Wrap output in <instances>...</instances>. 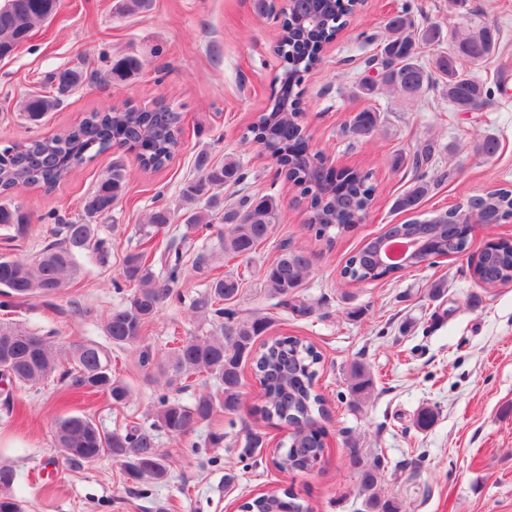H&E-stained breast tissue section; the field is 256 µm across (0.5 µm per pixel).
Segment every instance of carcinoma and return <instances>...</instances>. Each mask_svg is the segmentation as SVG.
<instances>
[{
  "mask_svg": "<svg viewBox=\"0 0 512 512\" xmlns=\"http://www.w3.org/2000/svg\"><path fill=\"white\" fill-rule=\"evenodd\" d=\"M358 0H303L300 13L284 23L292 29L290 40L304 45L307 59L301 66L292 54L291 44L281 50L284 61L282 79L298 82L301 71L321 61V45L331 42L352 15ZM58 0H0V59L13 54L29 36L32 28L50 20L56 13ZM385 39L381 50V84L362 82L360 95L373 97L379 87L400 92L413 99L426 90L440 87L448 103L456 110L473 108L483 102L487 89L472 70L480 67L497 46V31L480 20L471 21L466 31L428 24L417 27L408 12H394L383 21ZM448 41V50L439 53L431 66L418 56V46ZM141 61L133 56L112 60L108 74L113 80H124L138 72ZM86 74L75 67L61 68L51 75L54 94L28 93L19 111L32 121L60 106L67 93L79 87ZM278 112L260 114L248 127L249 139L264 143L265 150L276 161L286 181L301 188L310 199L308 227L333 245L336 235L356 224L373 202L374 188L369 175L351 172L336 182L323 176L314 166L306 137L298 123L293 103L278 100ZM380 123L374 110L353 116L349 132L357 139L369 138ZM182 134L180 113L159 105L151 110L133 106L111 107L94 111L76 129L62 136L14 143L0 149V228L18 236L28 231V215L11 195L20 188L39 187L53 190L71 171L116 142L130 143L139 151L143 168H162L173 153ZM432 160L431 150L415 151L397 159L421 171L394 201L401 212L416 211L435 180L424 168ZM196 176L180 189L182 200L189 206L184 213L185 230L177 235L174 212L166 206L155 208L148 224L142 226V240L166 238L159 250L131 248L122 259L121 278L114 288L129 287L123 306L112 310L104 331L117 347L137 348L138 365L147 380L164 379L165 392L154 405L151 421L129 422L110 433L98 427L87 415H68L57 420L55 445L73 462H92L104 454L122 466L129 479L161 483L169 473L168 457L160 450V438H186L208 427L218 412L235 415L243 404L242 366L250 361L254 375L264 390L265 402L258 409L266 420L276 419L291 427L286 449L276 448L275 465L282 472L313 469L325 455V430L318 417L324 413L325 399L315 387L322 362L321 353L307 340L294 336H269V318L255 314L235 319L224 304L242 291V278L233 274H217L209 280L206 292L195 300L192 310L204 321L220 327L219 336L178 337L175 346L162 357L149 345L142 344L144 327L157 316L161 305L172 297L170 285L185 273V257L195 245L194 235L213 243V250L231 262H247L265 243L281 218L279 201L273 195L245 196L238 207L224 211V223L215 224L211 209L220 204L217 191L240 183L243 166L239 158L229 155L221 162L200 153L195 160ZM124 168L114 165L99 180L95 189L83 198L77 220L60 224L56 239L45 246L36 262L0 257V287L6 295L31 300L50 296L74 283L80 267L76 256L85 255L104 265L109 247L99 237L97 221L109 216L124 196ZM488 208L502 218L512 217V190L482 200L465 196L445 210H436L424 219L400 224L395 230L410 235L423 245V251L405 259V268L419 267L438 255L461 252L468 242L448 233V225L469 222L472 212ZM384 238L368 241L351 256L341 276L351 283L368 278L383 279L388 270L379 266L378 248ZM311 267L310 255L302 249H281L278 257L266 265L262 280L266 295L286 298L302 287ZM471 277L487 288L512 282V244L484 250L470 264ZM201 376L210 387L206 393L186 401L176 393L186 389V380ZM74 394H104L113 405L129 402L131 388L117 372L110 351L95 342L75 344L67 349L55 344L52 335L41 336L21 326L0 321V383L5 389L0 400L6 412H12L13 389L34 385L51 378ZM371 381L358 365L352 369L350 405L355 407L367 394ZM369 512H402L399 502L382 497L377 491V475L383 466L378 456H352ZM17 475L13 468L0 466V512H23L13 493ZM242 512H312V507L292 491L270 487L241 505Z\"/></svg>",
  "mask_w": 512,
  "mask_h": 512,
  "instance_id": "1",
  "label": "carcinoma"
}]
</instances>
